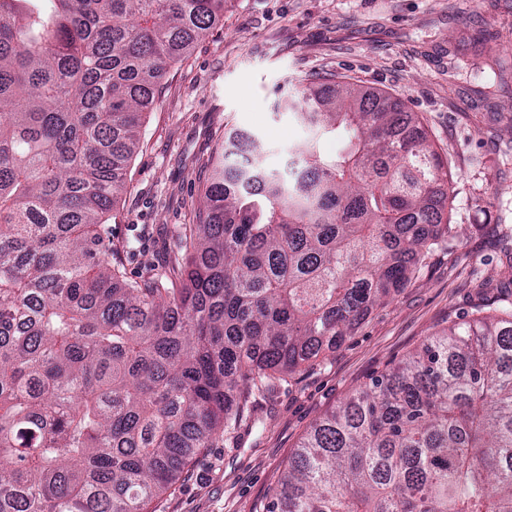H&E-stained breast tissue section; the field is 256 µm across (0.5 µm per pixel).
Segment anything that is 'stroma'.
I'll list each match as a JSON object with an SVG mask.
<instances>
[{
    "label": "stroma",
    "instance_id": "stroma-1",
    "mask_svg": "<svg viewBox=\"0 0 512 512\" xmlns=\"http://www.w3.org/2000/svg\"><path fill=\"white\" fill-rule=\"evenodd\" d=\"M487 51L512 58V0H228L224 20L164 77L126 190L109 220L114 259L143 280L178 251L204 200L208 162L232 128L251 132L269 167L310 135L281 103L328 75L402 103L448 160L455 252L436 248L406 288L344 344L249 399L239 426L201 449L149 512H262L313 421L434 333L498 306L512 240V70L457 68Z\"/></svg>",
    "mask_w": 512,
    "mask_h": 512
}]
</instances>
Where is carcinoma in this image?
Segmentation results:
<instances>
[{
    "mask_svg": "<svg viewBox=\"0 0 512 512\" xmlns=\"http://www.w3.org/2000/svg\"><path fill=\"white\" fill-rule=\"evenodd\" d=\"M225 2L0 0V512H147L247 398L457 239L447 163L412 114L308 83L288 108L312 136L287 169L231 130L168 271L105 262L144 115ZM265 512H512V308L318 417Z\"/></svg>",
    "mask_w": 512,
    "mask_h": 512,
    "instance_id": "cac0c4a2",
    "label": "carcinoma"
}]
</instances>
